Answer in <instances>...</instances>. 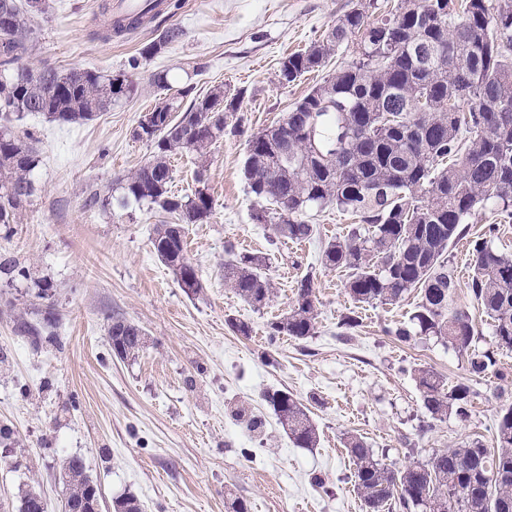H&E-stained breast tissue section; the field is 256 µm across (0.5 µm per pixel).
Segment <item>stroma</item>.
<instances>
[{
	"mask_svg": "<svg viewBox=\"0 0 512 512\" xmlns=\"http://www.w3.org/2000/svg\"><path fill=\"white\" fill-rule=\"evenodd\" d=\"M152 22L123 35L104 26L111 0H48L34 19L36 47L18 67L60 72L93 68L125 79L136 94L82 124H59L39 114L13 123L41 157L36 194L18 224L0 227V255L29 270V278H0V512H19L22 496L40 493L50 512L67 496L59 466L81 457L100 492V512L115 498L138 497L143 512H229L233 499L251 512H364L351 481L344 442L355 435L380 462L405 468L436 451L480 443L496 449L501 405L512 385L497 391L495 374L470 376L467 357L431 336L402 342L385 330L405 325L418 297L396 305L358 304L347 275L325 268L326 242L347 236L352 216L310 211L316 227L302 242L278 238L256 223L259 204L242 168L251 135L282 119L320 82L322 71L281 83L285 56L322 41L356 0H168ZM183 31L152 57L145 46L168 27ZM205 95L221 87L242 93L229 122L234 129L206 156L170 157L172 189L193 194L205 181L213 211L188 225L185 257L204 287L180 288L155 255L154 225L167 216L147 207L90 204V194L113 195L119 177L151 160L153 148L134 131L143 115L178 90ZM496 225L494 247L512 254V223L478 208L465 239L448 257L457 261L472 240ZM268 254L272 300L257 309L224 286L227 247ZM312 276L313 336L269 335L286 313L298 281ZM51 289H43V281ZM54 310L55 341L33 343L16 329ZM249 324L234 333L227 316ZM359 324L342 333L343 317ZM138 324L146 344L138 358L115 359L107 336L113 318ZM428 368L450 383L469 384L475 398L467 418L433 419L413 372ZM269 390L297 397L318 428L315 447L288 438L264 400ZM245 408L263 421L249 431L233 412Z\"/></svg>",
	"mask_w": 512,
	"mask_h": 512,
	"instance_id": "35a3bbf8",
	"label": "stroma"
}]
</instances>
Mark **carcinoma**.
I'll list each match as a JSON object with an SVG mask.
<instances>
[{"mask_svg": "<svg viewBox=\"0 0 512 512\" xmlns=\"http://www.w3.org/2000/svg\"><path fill=\"white\" fill-rule=\"evenodd\" d=\"M29 2L0 0V113L82 123L135 92L119 78L91 69L9 72L34 48L28 39L32 18L49 8L46 0L39 10ZM424 2L427 22L418 18L417 0H397L375 21L370 19L375 4L357 2L322 43L285 57L279 75L293 83L325 66L344 42L358 41V56L311 89L330 86L337 101L336 110L317 113L315 143L291 120L263 128L248 142L243 176L260 203L253 219L273 226L281 238H310L314 225L304 215L311 210L334 207L357 216L358 227L324 248V266L347 272L345 288L356 303L393 305L418 291L410 325L393 334L435 336L467 354L469 373L479 377L496 367L495 350L512 351V255L493 247L488 238L496 231L493 224L487 235L472 241L468 288L492 323L495 345L479 349L469 313L450 308L458 281L446 253L466 234L464 224L477 207L490 204L501 220L512 219V120L494 122L486 108L495 101L512 108V0H458L452 13L448 0ZM181 36L180 28L170 27L142 55ZM385 40L398 46L387 58L380 56ZM241 96L218 90L193 98L183 111L173 98L163 108L155 106L150 126L136 131L137 138L154 145L153 160L118 180L120 207L145 205L175 218L156 225L152 245L188 295L203 284L184 257L186 225L209 218L212 197L204 186L191 197L175 194L169 158L183 151L206 155L224 137L222 114L238 111ZM347 119L359 133L341 146L338 158L330 147ZM38 164L31 143L0 126V226L17 223L34 195ZM269 266L266 256L230 248L224 284L251 306L263 307L273 295ZM0 274L11 280L27 271L5 255ZM57 321L48 310L38 322L20 323L18 331L36 341L50 340ZM315 325L313 279L307 275L297 283L289 311L270 323V335L304 339L314 334ZM107 333L115 357L131 359L142 351L145 333L139 325L114 318ZM415 381L432 417H467L468 385H452L429 369L418 370ZM264 399L297 447L316 445L317 429L297 398L274 390ZM496 436L494 456L479 444L448 448L402 470L381 463L360 437L349 436L345 448L366 512H512V403L499 409ZM61 477L68 489L65 512H73L91 487L83 460L67 458ZM112 507L113 512H142L133 494ZM20 512H48V504L41 494L28 492Z\"/></svg>", "mask_w": 512, "mask_h": 512, "instance_id": "carcinoma-1", "label": "carcinoma"}]
</instances>
